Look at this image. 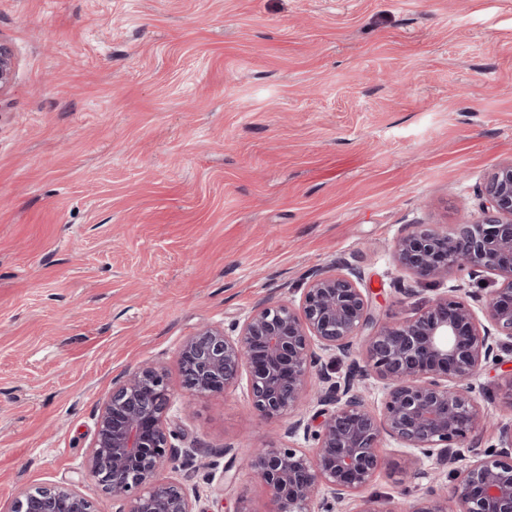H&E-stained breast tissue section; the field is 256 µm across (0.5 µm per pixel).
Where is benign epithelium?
Listing matches in <instances>:
<instances>
[{
    "label": "benign epithelium",
    "mask_w": 512,
    "mask_h": 512,
    "mask_svg": "<svg viewBox=\"0 0 512 512\" xmlns=\"http://www.w3.org/2000/svg\"><path fill=\"white\" fill-rule=\"evenodd\" d=\"M14 63L0 44V94L11 87ZM482 218L459 224L453 235L416 225L395 247L397 266L419 280H439L448 271L471 279L492 273L499 287L480 310L468 298L438 296L415 317L382 321L353 270L316 274L298 305L260 307L223 328L203 326L178 352L181 387L189 397L225 393L247 382L259 415L281 420L299 407L318 382L321 406L312 426L288 424V436L303 432L309 448H258L250 466L268 488L275 512H336L352 500L354 512H400L391 501L364 496L382 465V438L412 457L413 481L425 479L421 460L449 466L452 492L427 486L405 512H512V424L500 447L478 450L457 468L464 441L488 413L473 397L470 380L497 349L512 345V163L484 186ZM360 348L361 377L384 384L381 408L370 407L350 379L330 376L321 349L342 356ZM172 393L166 373L140 366L112 388L98 413L84 462L87 482L120 501V512H195L187 485L162 480L159 471L179 451L169 427ZM10 512H97L91 497L65 483H45L20 493Z\"/></svg>",
    "instance_id": "obj_1"
}]
</instances>
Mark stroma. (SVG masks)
<instances>
[{
    "label": "stroma",
    "instance_id": "stroma-1",
    "mask_svg": "<svg viewBox=\"0 0 512 512\" xmlns=\"http://www.w3.org/2000/svg\"><path fill=\"white\" fill-rule=\"evenodd\" d=\"M0 44V512L47 482L119 512L83 461L113 382L145 363L195 451L161 479L197 512H270L248 460L304 439L243 384L184 401L181 343L342 263L384 319L494 287L418 281L394 249L478 220L512 162V0H0ZM500 357L472 380L481 449L512 424ZM382 446L367 491L406 507V454Z\"/></svg>",
    "mask_w": 512,
    "mask_h": 512
}]
</instances>
